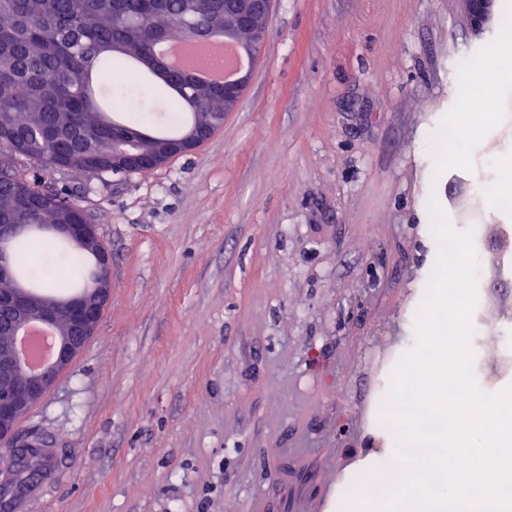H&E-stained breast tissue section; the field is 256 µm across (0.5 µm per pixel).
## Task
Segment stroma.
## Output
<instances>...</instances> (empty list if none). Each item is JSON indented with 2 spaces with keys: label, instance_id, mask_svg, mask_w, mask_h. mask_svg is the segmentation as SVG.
<instances>
[{
  "label": "stroma",
  "instance_id": "1",
  "mask_svg": "<svg viewBox=\"0 0 512 512\" xmlns=\"http://www.w3.org/2000/svg\"><path fill=\"white\" fill-rule=\"evenodd\" d=\"M512 0L477 32L463 0H274L223 126L146 174L18 156L112 258V294L72 367L22 419L61 468L12 512H367L392 461L381 421L414 343L438 244L431 203L477 227L474 375L512 385V211L478 192L512 170V80L494 72ZM484 82V118L457 83ZM463 132L464 153L439 145ZM340 490L328 503L327 484Z\"/></svg>",
  "mask_w": 512,
  "mask_h": 512
}]
</instances>
